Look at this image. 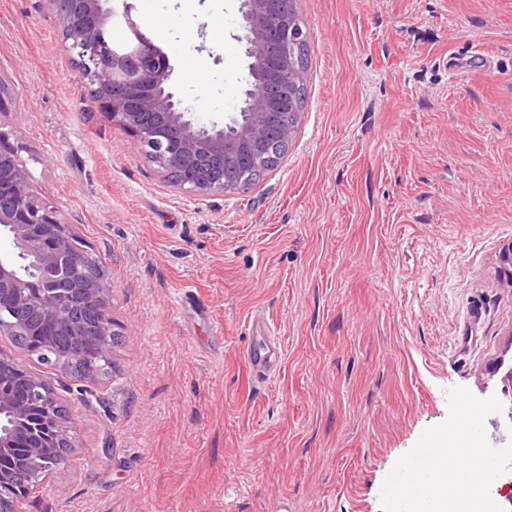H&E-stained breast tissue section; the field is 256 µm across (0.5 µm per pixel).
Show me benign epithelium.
Listing matches in <instances>:
<instances>
[{"label":"benign epithelium","instance_id":"1","mask_svg":"<svg viewBox=\"0 0 512 512\" xmlns=\"http://www.w3.org/2000/svg\"><path fill=\"white\" fill-rule=\"evenodd\" d=\"M49 2L67 51L80 61L112 124L185 192L203 197L246 189L290 145L298 119L293 100L302 80L296 53L305 43L296 0H242V40L250 59L247 87L237 116L222 128L187 118L186 101L169 89V58L136 24L129 26L138 48L123 62L106 37L117 14L104 9L102 0ZM0 235L13 248V255L0 257V333L28 331V317L20 315L24 311L52 321L67 336L59 348L41 353L42 359L71 369L86 336L96 337L104 356L112 358V283L101 268L74 261V225L33 195L28 173L9 135L1 131ZM27 380L21 397L0 389V458L18 451V439L34 429L31 409L39 407L53 419L52 435L23 452L40 476L54 467L51 449L72 444L55 390L30 373ZM24 497L13 470L0 467V512H20Z\"/></svg>","mask_w":512,"mask_h":512}]
</instances>
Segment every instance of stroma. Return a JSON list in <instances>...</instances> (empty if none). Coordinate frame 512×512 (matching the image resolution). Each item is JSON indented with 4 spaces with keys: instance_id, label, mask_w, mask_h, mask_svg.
<instances>
[{
    "instance_id": "stroma-1",
    "label": "stroma",
    "mask_w": 512,
    "mask_h": 512,
    "mask_svg": "<svg viewBox=\"0 0 512 512\" xmlns=\"http://www.w3.org/2000/svg\"><path fill=\"white\" fill-rule=\"evenodd\" d=\"M223 124L248 74L240 0H104ZM306 103L245 191L185 193L112 125L49 0H0V112L35 194L112 281L124 343L100 395L0 335L43 379L72 449L22 512H381L386 475L461 386L512 438V0H297ZM222 27L224 40L211 32ZM459 59L449 72L448 58ZM263 314L266 382L244 356ZM251 342L245 352L246 360L256 379L275 375L283 360V349L271 335L268 325L254 320L250 326Z\"/></svg>"
}]
</instances>
